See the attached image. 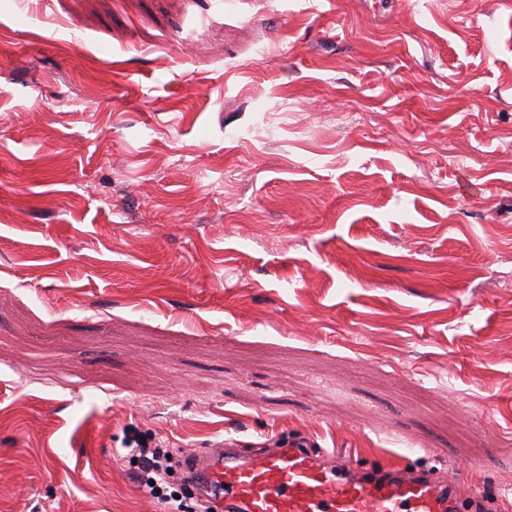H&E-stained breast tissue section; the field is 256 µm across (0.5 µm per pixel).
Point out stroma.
<instances>
[{
  "instance_id": "obj_1",
  "label": "stroma",
  "mask_w": 512,
  "mask_h": 512,
  "mask_svg": "<svg viewBox=\"0 0 512 512\" xmlns=\"http://www.w3.org/2000/svg\"><path fill=\"white\" fill-rule=\"evenodd\" d=\"M130 423L512 499V0H0V512Z\"/></svg>"
}]
</instances>
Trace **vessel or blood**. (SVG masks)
<instances>
[{"label":"vessel or blood","mask_w":512,"mask_h":512,"mask_svg":"<svg viewBox=\"0 0 512 512\" xmlns=\"http://www.w3.org/2000/svg\"><path fill=\"white\" fill-rule=\"evenodd\" d=\"M192 474L222 512H503L497 486L411 462L388 470L290 439L257 453L207 449Z\"/></svg>","instance_id":"b4317fda"}]
</instances>
